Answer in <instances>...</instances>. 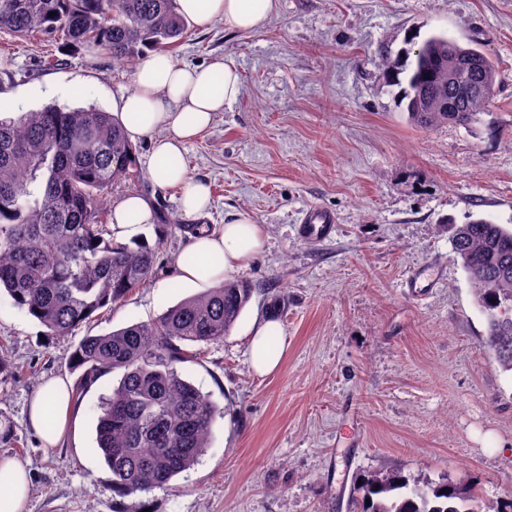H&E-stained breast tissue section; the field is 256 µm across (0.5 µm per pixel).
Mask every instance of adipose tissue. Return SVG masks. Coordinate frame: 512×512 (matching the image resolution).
<instances>
[{
  "instance_id": "obj_1",
  "label": "adipose tissue",
  "mask_w": 512,
  "mask_h": 512,
  "mask_svg": "<svg viewBox=\"0 0 512 512\" xmlns=\"http://www.w3.org/2000/svg\"><path fill=\"white\" fill-rule=\"evenodd\" d=\"M182 15L197 26L223 21L232 31H254L277 12L278 0H179ZM134 87L123 94L119 110L129 141L149 139V178L177 188L179 207L188 217L204 213L211 203L209 186L194 179L180 158L188 141L208 127L214 113L232 105L241 94V76L229 62L184 65L171 53L156 51L144 58L133 76ZM156 215L143 197L131 195L112 210L117 239L139 241L145 225ZM265 244L263 225L240 216L217 228H204L192 238L191 261H178L179 281L210 286L247 266ZM277 321L255 325L249 343V363L255 374L276 372L282 348L272 342L279 335ZM28 423L44 447L54 448L76 432L75 402L70 383L62 377L47 380L28 408ZM31 486L29 470L13 458H0V512H25Z\"/></svg>"
}]
</instances>
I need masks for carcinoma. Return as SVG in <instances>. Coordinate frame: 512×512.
Segmentation results:
<instances>
[{
	"instance_id": "cac0c4a2",
	"label": "carcinoma",
	"mask_w": 512,
	"mask_h": 512,
	"mask_svg": "<svg viewBox=\"0 0 512 512\" xmlns=\"http://www.w3.org/2000/svg\"><path fill=\"white\" fill-rule=\"evenodd\" d=\"M0 30L16 38L40 34L71 51L94 46L133 65L174 46L186 24L177 0H0ZM447 43L432 35L386 62L399 105L421 128L468 125L493 100L456 97L447 63L436 61ZM448 101L457 111H442ZM142 179L121 122L99 108L48 105L0 119V294L37 320L43 335L67 338L155 277L157 247L118 242L103 224L112 186ZM449 242L486 318L483 346L512 373V226L474 219L453 226ZM252 294L247 282L223 280L154 319L88 334L71 346L75 398L121 372L98 404L94 448L112 473L113 493L125 498L168 486L210 447L224 408L187 379L181 364L224 340ZM474 489L469 478L419 483L399 469L379 470L354 485L351 507L477 512Z\"/></svg>"
}]
</instances>
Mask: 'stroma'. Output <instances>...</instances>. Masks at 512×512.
<instances>
[{"instance_id": "stroma-1", "label": "stroma", "mask_w": 512, "mask_h": 512, "mask_svg": "<svg viewBox=\"0 0 512 512\" xmlns=\"http://www.w3.org/2000/svg\"><path fill=\"white\" fill-rule=\"evenodd\" d=\"M443 34L497 66L491 107L471 125L425 130L397 104L384 63L410 37ZM187 65L232 62L241 94L190 141V173L211 190L207 213L184 216L179 192L150 180L114 185L110 204L137 194L157 221L155 279L78 326L73 340L147 321L196 293L175 277L189 232L237 215L263 225V251L236 279L254 293L223 343L183 364L228 406L200 462L170 487L122 498L95 453L96 414L117 374L78 402L74 437L43 448L26 423L30 397L68 376L69 345L0 295V456L31 472L26 512H350L364 473L401 469L420 482L476 479L480 512L512 498V375L483 346L486 321L454 259L451 227L476 217L512 224V0H280L263 28L188 25L173 47ZM133 71L95 47L75 53L43 37L0 32L2 117L49 104L111 111ZM336 216L328 241L299 237L305 208ZM442 267L437 288L410 297L415 268ZM278 321L277 372L249 365L254 322Z\"/></svg>"}]
</instances>
